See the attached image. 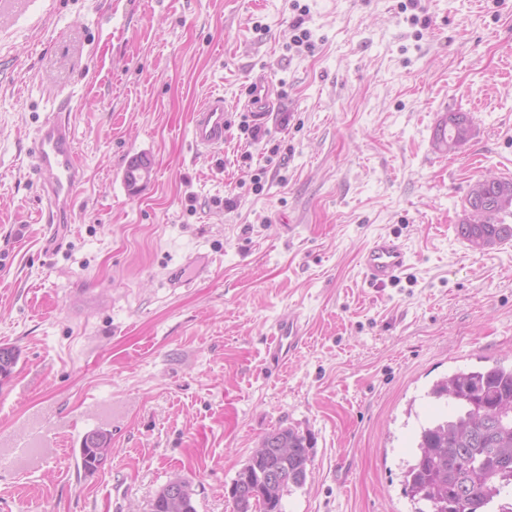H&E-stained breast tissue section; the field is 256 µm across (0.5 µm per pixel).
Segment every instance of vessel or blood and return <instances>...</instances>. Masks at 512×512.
Returning <instances> with one entry per match:
<instances>
[{"label": "vessel or blood", "instance_id": "obj_1", "mask_svg": "<svg viewBox=\"0 0 512 512\" xmlns=\"http://www.w3.org/2000/svg\"><path fill=\"white\" fill-rule=\"evenodd\" d=\"M231 126L224 99L210 97L192 113L190 134L194 145L205 151L223 148ZM35 170L41 176V194L46 202V223L71 221L73 202L81 179L72 125L59 116L47 117L38 127L29 148ZM410 264V255L394 237L376 238L362 255L368 281L383 284L395 280ZM302 341L295 319L279 321L271 337L267 363L279 367Z\"/></svg>", "mask_w": 512, "mask_h": 512}]
</instances>
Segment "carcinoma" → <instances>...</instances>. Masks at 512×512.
Wrapping results in <instances>:
<instances>
[{
  "instance_id": "1",
  "label": "carcinoma",
  "mask_w": 512,
  "mask_h": 512,
  "mask_svg": "<svg viewBox=\"0 0 512 512\" xmlns=\"http://www.w3.org/2000/svg\"><path fill=\"white\" fill-rule=\"evenodd\" d=\"M465 112H450L434 134L437 150L452 153L472 136ZM512 178L485 176L470 185L458 234L476 251L512 239ZM19 360L13 346L0 345V384ZM430 395L447 398L459 411L421 428L414 462L404 472L406 495L415 512H485L512 496V364L496 363L479 371L457 370L438 381ZM111 445L103 431L87 433L79 448L87 473L104 465L102 449ZM266 451L252 454L229 489L235 512H285L284 496L302 487L313 463L312 438L292 427H278L260 441ZM425 503V511L418 504ZM151 512H196L188 482L166 483Z\"/></svg>"
}]
</instances>
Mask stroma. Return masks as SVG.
<instances>
[{
  "instance_id": "obj_1",
  "label": "stroma",
  "mask_w": 512,
  "mask_h": 512,
  "mask_svg": "<svg viewBox=\"0 0 512 512\" xmlns=\"http://www.w3.org/2000/svg\"><path fill=\"white\" fill-rule=\"evenodd\" d=\"M405 2L0 0V345L19 352L0 512H151L175 474L197 512H233L278 426L314 442L286 512H412L414 435L447 410L432 385L512 358V240L476 252L456 231L474 179L512 177V0ZM212 94L233 123L201 153L190 118ZM63 101L83 182L52 229L28 149ZM451 112L473 136L443 154ZM384 235L412 264L379 286L361 257ZM291 317L303 340L268 371ZM93 430L112 455L89 474ZM438 128L433 138L434 146L448 154L464 145L473 133L472 120L465 112L448 113ZM111 437L103 431H92L87 433L79 448V459L82 469L87 473L97 471L104 465L107 456H102V448H108L112 453Z\"/></svg>"
}]
</instances>
